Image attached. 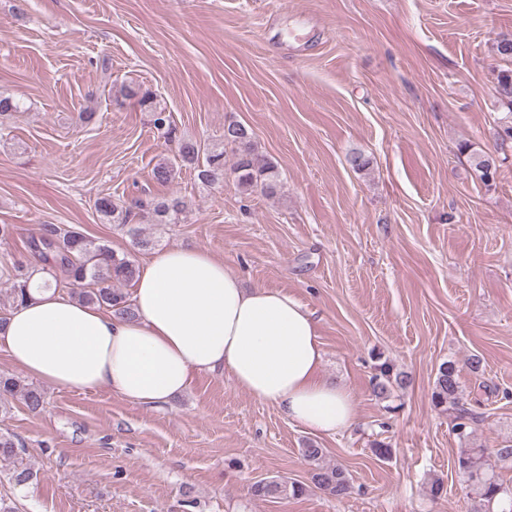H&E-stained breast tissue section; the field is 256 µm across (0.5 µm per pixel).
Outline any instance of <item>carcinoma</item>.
Listing matches in <instances>:
<instances>
[{
  "label": "carcinoma",
  "mask_w": 512,
  "mask_h": 512,
  "mask_svg": "<svg viewBox=\"0 0 512 512\" xmlns=\"http://www.w3.org/2000/svg\"><path fill=\"white\" fill-rule=\"evenodd\" d=\"M497 102L503 116L497 122L499 145L512 143V67L498 71L495 82ZM127 96L138 98V104L153 113V125L163 129L169 125L166 109L148 93L127 89ZM223 142L236 146V160L226 168L224 147L214 144L203 147L193 141L181 143L178 151L180 166L190 167L196 172L197 180L205 185L224 181L226 171L234 174L236 186L247 194L259 191L267 196L277 194L279 172L273 162L258 156L252 140V133L240 123L224 127ZM474 167L480 179L491 182L487 170H497L496 160L489 155L472 154ZM153 224H176L185 212V204L178 197H161L148 201H137L130 206L103 196L96 200L95 209L102 219L115 224H128L133 219V209ZM28 248L51 268L62 270L73 285L72 294L79 300L122 315L133 314L131 303L116 283H130L138 274L134 260L118 257L112 249L101 242H95L73 228L58 224L41 225L39 235L28 241ZM31 271L21 262L15 263L8 272L10 288L6 302L13 306L29 298ZM410 383L409 376L384 361L376 366L373 376V392L380 399H388ZM20 398L32 412L44 406V396L37 388L23 380L0 375V405L11 398ZM431 400L436 409L448 415L450 429L459 442L460 448L454 460V467L468 490L471 507L468 512H512V492L507 490L500 479L499 471L512 468V446L503 448H477L472 446V436L481 422V416L467 403L460 390L459 366L454 360L442 362L435 374ZM23 448L22 441L12 433L0 434V458L15 460ZM302 456L310 466V483L273 479L252 485V493L258 497L299 498L314 487L324 493L344 498L351 493L352 479L349 472L340 465H323L324 449L309 442L302 449Z\"/></svg>",
  "instance_id": "cac0c4a2"
}]
</instances>
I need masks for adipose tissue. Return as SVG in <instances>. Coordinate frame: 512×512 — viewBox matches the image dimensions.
<instances>
[{
    "mask_svg": "<svg viewBox=\"0 0 512 512\" xmlns=\"http://www.w3.org/2000/svg\"><path fill=\"white\" fill-rule=\"evenodd\" d=\"M45 278L35 272L31 300L0 322V349L35 379L159 407L197 373L221 371L310 430L333 434L355 421L351 394L320 375L313 313L288 291L244 288L208 251L153 255L135 280L130 317L44 287Z\"/></svg>",
    "mask_w": 512,
    "mask_h": 512,
    "instance_id": "obj_1",
    "label": "adipose tissue"
}]
</instances>
